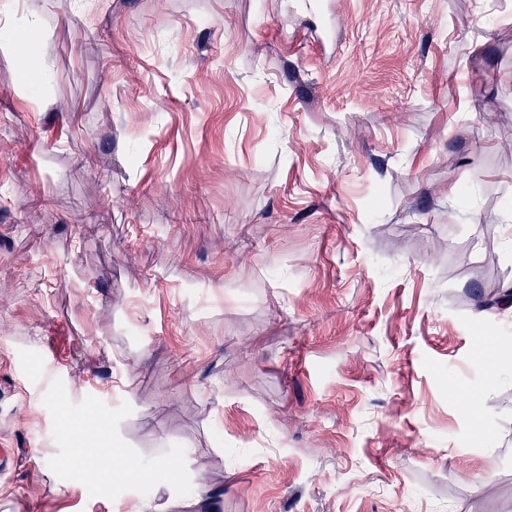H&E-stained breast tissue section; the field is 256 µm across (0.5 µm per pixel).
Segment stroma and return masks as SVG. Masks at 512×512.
I'll return each instance as SVG.
<instances>
[{
    "label": "stroma",
    "mask_w": 512,
    "mask_h": 512,
    "mask_svg": "<svg viewBox=\"0 0 512 512\" xmlns=\"http://www.w3.org/2000/svg\"><path fill=\"white\" fill-rule=\"evenodd\" d=\"M300 2L0 0V512H512V0Z\"/></svg>",
    "instance_id": "1"
}]
</instances>
